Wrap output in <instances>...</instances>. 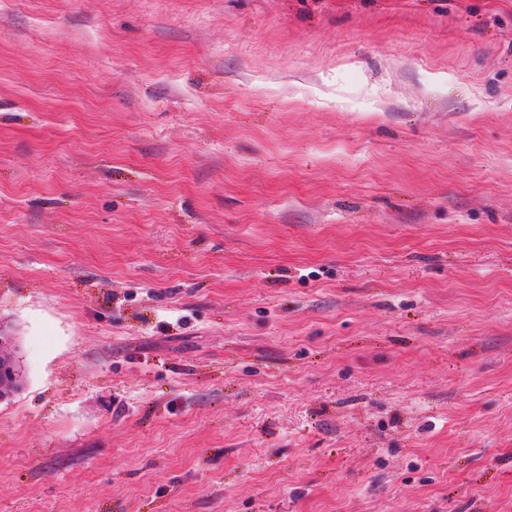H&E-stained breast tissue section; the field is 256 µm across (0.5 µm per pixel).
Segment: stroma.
I'll use <instances>...</instances> for the list:
<instances>
[{
	"instance_id": "1",
	"label": "stroma",
	"mask_w": 512,
	"mask_h": 512,
	"mask_svg": "<svg viewBox=\"0 0 512 512\" xmlns=\"http://www.w3.org/2000/svg\"><path fill=\"white\" fill-rule=\"evenodd\" d=\"M0 512H512V0H0ZM10 336H0V401L19 389L18 372Z\"/></svg>"
}]
</instances>
